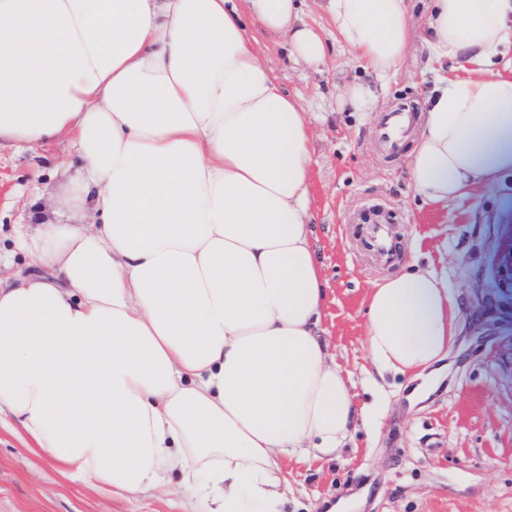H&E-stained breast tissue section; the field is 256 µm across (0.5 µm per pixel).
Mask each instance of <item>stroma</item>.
Wrapping results in <instances>:
<instances>
[{
  "mask_svg": "<svg viewBox=\"0 0 512 512\" xmlns=\"http://www.w3.org/2000/svg\"><path fill=\"white\" fill-rule=\"evenodd\" d=\"M303 19L326 38L328 56L312 67L250 31L262 60L300 99L312 120V245L320 256L327 302L321 320L329 353L370 421L331 462L291 459L289 512H322L323 500L355 499L354 512H512V178L447 210L419 205L406 176V152L387 154L374 116L356 120L337 98L354 80H371L337 37L322 0H304ZM435 67L411 46L379 90L381 111L407 104L420 111ZM77 162L68 143L24 152L0 148V272L26 275L38 261L15 248L30 203L65 223L92 216L69 208L52 173L56 160ZM380 212L391 224L402 260L418 256L446 275L458 308V332L442 374L413 393L408 380L378 376L363 343L367 294L400 270L367 247L363 219ZM193 489L172 478L164 488L115 496L68 480L61 465L27 447L20 427L0 420V512H192Z\"/></svg>",
  "mask_w": 512,
  "mask_h": 512,
  "instance_id": "obj_1",
  "label": "stroma"
}]
</instances>
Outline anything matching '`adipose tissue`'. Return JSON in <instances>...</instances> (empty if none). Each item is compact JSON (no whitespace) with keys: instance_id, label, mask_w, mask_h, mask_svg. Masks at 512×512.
<instances>
[{"instance_id":"adipose-tissue-1","label":"adipose tissue","mask_w":512,"mask_h":512,"mask_svg":"<svg viewBox=\"0 0 512 512\" xmlns=\"http://www.w3.org/2000/svg\"><path fill=\"white\" fill-rule=\"evenodd\" d=\"M302 0H0V146L69 142L53 171L92 225L16 237L42 272L0 277V414L72 480L149 493L180 475L194 512H286L288 458L333 459L365 419L318 327L311 119L249 20L309 65ZM324 0L377 80L412 42L436 75L407 175L447 209L512 176V0ZM443 276L410 260L371 288L378 374L421 376L453 342Z\"/></svg>"}]
</instances>
